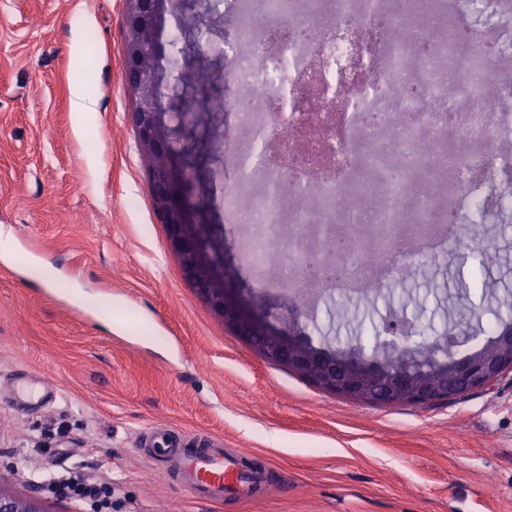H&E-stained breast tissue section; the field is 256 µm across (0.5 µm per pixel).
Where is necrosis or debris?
I'll return each mask as SVG.
<instances>
[{
  "label": "necrosis or debris",
  "mask_w": 512,
  "mask_h": 512,
  "mask_svg": "<svg viewBox=\"0 0 512 512\" xmlns=\"http://www.w3.org/2000/svg\"><path fill=\"white\" fill-rule=\"evenodd\" d=\"M224 15L209 48L240 101L224 209L256 273L280 255L276 290L391 291L472 208L512 211V73L486 75L512 64V0H224Z\"/></svg>",
  "instance_id": "1"
}]
</instances>
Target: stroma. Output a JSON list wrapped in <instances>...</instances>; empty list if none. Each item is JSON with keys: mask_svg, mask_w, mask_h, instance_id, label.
Segmentation results:
<instances>
[{"mask_svg": "<svg viewBox=\"0 0 512 512\" xmlns=\"http://www.w3.org/2000/svg\"><path fill=\"white\" fill-rule=\"evenodd\" d=\"M124 0H0V384L42 375L57 395L31 415L0 402V484L23 495L61 463L112 486L114 512H512V372L454 401L372 407L261 359L184 280L147 187V159L123 79ZM96 112L77 124L70 85ZM210 204L236 299L256 286L227 223L236 177L213 163ZM483 237L493 309L512 301V213L461 230ZM390 293L315 304L331 345L402 313L441 333L470 271L458 247ZM163 424L224 437L268 468L258 501L207 504L138 446Z\"/></svg>", "mask_w": 512, "mask_h": 512, "instance_id": "1", "label": "stroma"}]
</instances>
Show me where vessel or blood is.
Segmentation results:
<instances>
[{"label":"vessel or blood","instance_id":"obj_1","mask_svg":"<svg viewBox=\"0 0 512 512\" xmlns=\"http://www.w3.org/2000/svg\"><path fill=\"white\" fill-rule=\"evenodd\" d=\"M55 397V389L44 379L27 373L13 380L9 392L13 407L26 414L45 408ZM140 446L147 457L167 461L176 480L202 501L223 500L231 491L245 498L264 483L260 475L246 470L243 454L228 453L217 436L207 437L202 447L189 448L169 428L157 427L141 438Z\"/></svg>","mask_w":512,"mask_h":512}]
</instances>
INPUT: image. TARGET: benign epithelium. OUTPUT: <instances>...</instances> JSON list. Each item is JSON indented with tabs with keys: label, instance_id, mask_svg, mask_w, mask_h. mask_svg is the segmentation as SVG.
<instances>
[{
	"label": "benign epithelium",
	"instance_id": "benign-epithelium-1",
	"mask_svg": "<svg viewBox=\"0 0 512 512\" xmlns=\"http://www.w3.org/2000/svg\"><path fill=\"white\" fill-rule=\"evenodd\" d=\"M127 30L123 73L135 97L132 121L140 147L149 160L148 188L164 224L170 250L179 259L182 272L196 293L208 304L224 326L241 338L266 361L287 367L311 380L321 390L372 406L426 404L452 400L475 389L493 388L506 372L512 371V328L493 336L490 346L476 349L453 361L450 369L429 381L430 373L409 370L400 375L383 369L370 373L375 364L356 343L349 355L338 359L312 346L297 327V319L307 313L305 302L288 308V325L277 328L265 316L234 299L217 269L219 257L207 254L210 226L201 217L191 182L185 176L181 158L171 147L175 126L169 122L168 103L161 79L160 37L162 14L180 19L184 0H124ZM205 55L196 47L185 48L175 65L183 74L197 69ZM413 324L402 320L389 326L390 349L411 350ZM475 339L466 328L448 331V351ZM0 512H47L38 495L18 497L0 488Z\"/></svg>",
	"mask_w": 512,
	"mask_h": 512
}]
</instances>
